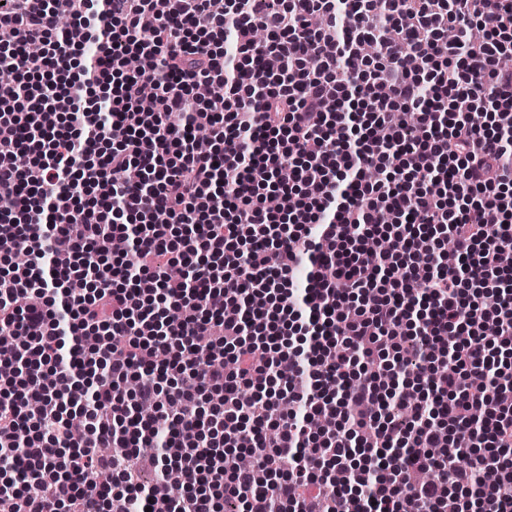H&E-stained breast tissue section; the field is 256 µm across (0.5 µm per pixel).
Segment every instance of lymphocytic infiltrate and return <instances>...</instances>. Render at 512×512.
I'll use <instances>...</instances> for the list:
<instances>
[{
	"label": "lymphocytic infiltrate",
	"mask_w": 512,
	"mask_h": 512,
	"mask_svg": "<svg viewBox=\"0 0 512 512\" xmlns=\"http://www.w3.org/2000/svg\"><path fill=\"white\" fill-rule=\"evenodd\" d=\"M70 4L0 5V504L512 512V0Z\"/></svg>",
	"instance_id": "f902f5d3"
}]
</instances>
